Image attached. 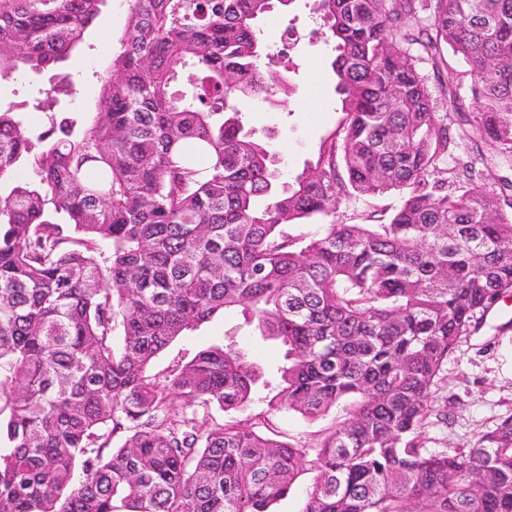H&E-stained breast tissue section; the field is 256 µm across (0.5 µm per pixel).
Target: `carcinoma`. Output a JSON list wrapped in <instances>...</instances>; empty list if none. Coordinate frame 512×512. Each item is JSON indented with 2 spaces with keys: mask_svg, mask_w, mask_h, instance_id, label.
I'll list each match as a JSON object with an SVG mask.
<instances>
[{
  "mask_svg": "<svg viewBox=\"0 0 512 512\" xmlns=\"http://www.w3.org/2000/svg\"><path fill=\"white\" fill-rule=\"evenodd\" d=\"M105 2L0 0V77L51 74L40 131L0 105V512H272L306 471L303 512H512V414L452 454L425 436L512 295V0H314L345 118L291 180L241 104L275 96L259 23L294 0H128L86 123L55 108ZM452 56L472 109L420 71ZM230 309L283 350L267 411L341 409L327 434L216 421L267 384L235 331L150 372ZM399 203L397 194H390L384 197L373 199L369 197H357L349 202H343L336 212V223L338 224H361L365 222V216L374 208H394Z\"/></svg>",
  "mask_w": 512,
  "mask_h": 512,
  "instance_id": "cac0c4a2",
  "label": "carcinoma"
}]
</instances>
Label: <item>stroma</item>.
<instances>
[{
	"label": "stroma",
	"instance_id": "35a3bbf8",
	"mask_svg": "<svg viewBox=\"0 0 512 512\" xmlns=\"http://www.w3.org/2000/svg\"><path fill=\"white\" fill-rule=\"evenodd\" d=\"M307 2L297 0L292 11L273 12L261 24L266 52L262 66L267 75L287 80L291 93L286 104L276 106L259 100L242 105L247 127L269 140L281 158L284 172L291 177L315 160L323 140L340 130L344 119L330 67L333 45L318 32ZM127 11L126 0H107L88 27L81 48L67 63L80 83L77 104L82 111L92 112L97 107L101 78L112 61L114 40L124 28ZM289 25L297 27L300 41L286 54L281 50L280 35ZM48 86L44 74L19 72L0 78V103L31 102ZM238 320L237 312L228 311L200 330L178 338L153 361L152 372H166L223 338ZM488 323L492 333L463 337L448 359L442 394L448 399L451 415L447 423L427 428L431 447L454 449L472 443L498 418L512 413V297L494 309ZM263 412L267 413L270 426L290 442L327 432L338 417L334 411L316 421L293 412L271 413L261 400L238 412L237 417L244 421Z\"/></svg>",
	"mask_w": 512,
	"mask_h": 512
}]
</instances>
